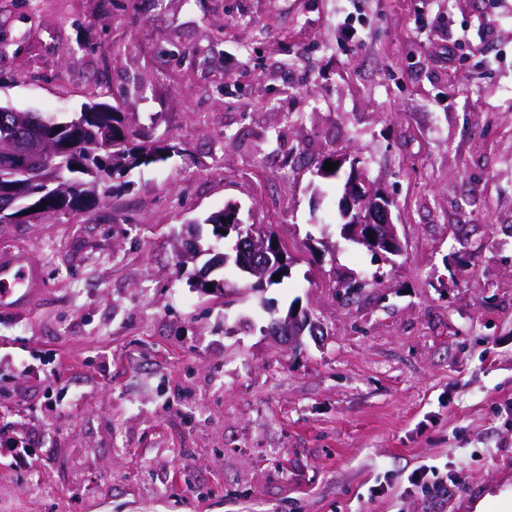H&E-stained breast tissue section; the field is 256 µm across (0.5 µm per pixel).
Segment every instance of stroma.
<instances>
[{
  "label": "stroma",
  "instance_id": "1",
  "mask_svg": "<svg viewBox=\"0 0 512 512\" xmlns=\"http://www.w3.org/2000/svg\"><path fill=\"white\" fill-rule=\"evenodd\" d=\"M104 83L182 151L0 225L38 279L0 306V512H502L512 0H0V106L69 116ZM354 166L399 255L340 236ZM229 203L282 284L178 275ZM294 302L320 330L290 347L266 327ZM286 255L287 250L285 249ZM288 263L278 265L277 267L272 266L269 269H262L261 276L249 278V287L251 289L266 288L271 285H277L282 283L285 278L289 275V259L287 255ZM280 274L279 281L274 280V275Z\"/></svg>",
  "mask_w": 512,
  "mask_h": 512
}]
</instances>
